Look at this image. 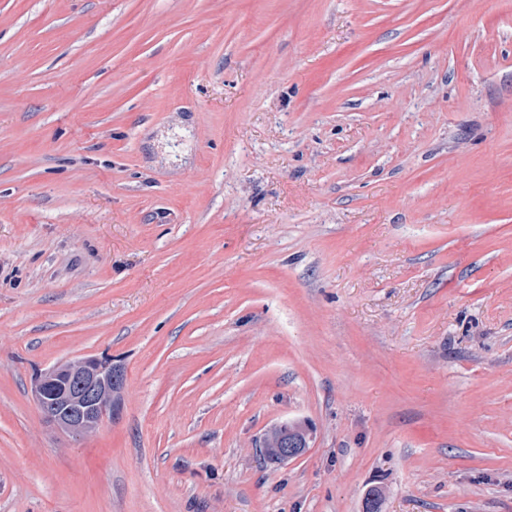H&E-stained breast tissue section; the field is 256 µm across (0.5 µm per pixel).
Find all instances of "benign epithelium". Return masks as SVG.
<instances>
[{
    "label": "benign epithelium",
    "instance_id": "benign-epithelium-1",
    "mask_svg": "<svg viewBox=\"0 0 512 512\" xmlns=\"http://www.w3.org/2000/svg\"><path fill=\"white\" fill-rule=\"evenodd\" d=\"M123 388V371L109 359L86 357L58 364L39 375L34 396L43 418L57 428L76 434L90 433L112 417ZM290 423L270 426L262 447L281 448L285 463L309 447L310 435L292 439L281 435Z\"/></svg>",
    "mask_w": 512,
    "mask_h": 512
}]
</instances>
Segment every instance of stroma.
Returning a JSON list of instances; mask_svg holds the SVG:
<instances>
[{"label":"stroma","mask_w":512,"mask_h":512,"mask_svg":"<svg viewBox=\"0 0 512 512\" xmlns=\"http://www.w3.org/2000/svg\"><path fill=\"white\" fill-rule=\"evenodd\" d=\"M375 490L512 512V0H0V512ZM123 388V371L112 360L86 357L40 373L34 396L43 418L76 434L94 431L112 419ZM292 424L295 423H288V421L276 423L267 429L263 437L262 448H283L281 458L277 460L282 463L296 458L302 454L306 448H309L311 438L308 432H304V439L302 440L286 438L284 435H280L282 430L288 429V426Z\"/></svg>","instance_id":"1"}]
</instances>
